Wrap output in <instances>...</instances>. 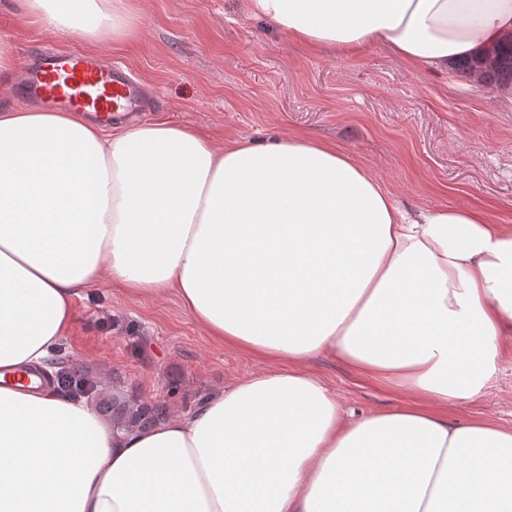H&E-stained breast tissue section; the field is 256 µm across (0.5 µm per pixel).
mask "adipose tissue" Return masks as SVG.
I'll use <instances>...</instances> for the list:
<instances>
[{
  "label": "adipose tissue",
  "instance_id": "1",
  "mask_svg": "<svg viewBox=\"0 0 512 512\" xmlns=\"http://www.w3.org/2000/svg\"><path fill=\"white\" fill-rule=\"evenodd\" d=\"M58 34L134 39L126 0H18ZM296 40L377 42L418 69L498 43L512 0H246ZM101 282L174 293L266 370L145 430L53 385L0 381V512H512V425L449 409L493 388L512 332V226L411 209L305 136L215 146L166 120L105 133L0 108V378L47 366ZM321 357L401 395L345 419Z\"/></svg>",
  "mask_w": 512,
  "mask_h": 512
}]
</instances>
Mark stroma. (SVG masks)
I'll list each match as a JSON object with an SVG mask.
<instances>
[{"mask_svg": "<svg viewBox=\"0 0 512 512\" xmlns=\"http://www.w3.org/2000/svg\"><path fill=\"white\" fill-rule=\"evenodd\" d=\"M133 2L135 45L105 40L97 51L155 91L151 118L204 130L219 146L300 133L348 151L407 206H473L512 225L511 87L412 69L383 44L353 55L309 50L249 15L245 0ZM82 45L80 35L43 32L13 0H0V52L18 69ZM104 317L111 331L100 329ZM61 348L104 381L93 404L106 421L113 398L178 414L266 367L213 341L174 295L147 300L105 282L84 291ZM501 367L495 388L449 418L512 424V335ZM310 369L336 391L346 418L400 400L330 358Z\"/></svg>", "mask_w": 512, "mask_h": 512, "instance_id": "1", "label": "stroma"}]
</instances>
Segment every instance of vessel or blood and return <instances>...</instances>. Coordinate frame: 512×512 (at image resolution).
<instances>
[{
	"label": "vessel or blood",
	"instance_id": "1",
	"mask_svg": "<svg viewBox=\"0 0 512 512\" xmlns=\"http://www.w3.org/2000/svg\"><path fill=\"white\" fill-rule=\"evenodd\" d=\"M23 89L27 97L45 106L94 114L106 122L120 108L136 106L144 98L140 84L121 67L78 50L35 61Z\"/></svg>",
	"mask_w": 512,
	"mask_h": 512
}]
</instances>
